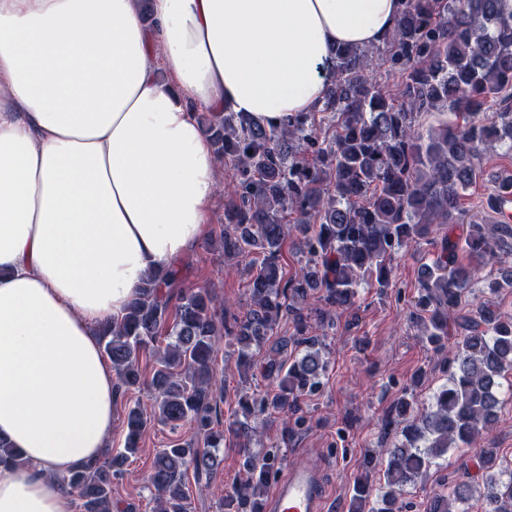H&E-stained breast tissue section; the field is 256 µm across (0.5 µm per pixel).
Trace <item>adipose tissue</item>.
<instances>
[{
	"instance_id": "obj_1",
	"label": "adipose tissue",
	"mask_w": 512,
	"mask_h": 512,
	"mask_svg": "<svg viewBox=\"0 0 512 512\" xmlns=\"http://www.w3.org/2000/svg\"><path fill=\"white\" fill-rule=\"evenodd\" d=\"M0 0V512H77L116 374L97 329L201 236L217 163L197 110H318L334 47L403 0Z\"/></svg>"
}]
</instances>
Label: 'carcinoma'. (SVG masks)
Here are the masks:
<instances>
[{"mask_svg":"<svg viewBox=\"0 0 512 512\" xmlns=\"http://www.w3.org/2000/svg\"><path fill=\"white\" fill-rule=\"evenodd\" d=\"M499 2L404 0L382 45L337 48L320 108L332 113L327 138H319L313 112L269 127L233 112L197 116L215 154L234 164L218 236L224 256H261L250 274L249 307L227 323L216 314L217 296L207 287H186L176 267L149 275L123 319L102 328V351L120 386L148 388L155 406L151 415L128 410L122 450L108 449L59 477L81 512H112V479L153 422L173 431L194 427L193 438L157 452L149 473L155 512H191L188 470L217 468L224 449L213 391L217 340L224 334L243 345L238 362L249 370L252 350L264 346L281 318L292 319L298 356L287 364L268 358L263 376L276 389L244 407L291 412L286 433H295L304 423L300 398L320 389L327 370L322 342L307 335L309 323L328 324L333 311L353 306L367 280L388 287L392 256L427 238L434 224L448 225V233L433 242L432 259L421 268L412 319L435 352L453 354V366L429 409L402 428L405 442L380 462L385 490L372 512H395L400 487L424 479L449 448L470 446L494 423L505 373L512 370V312L497 313L485 302L461 311L489 264L498 265L499 277L488 288H512V224L472 221L464 235L452 233L464 223L460 200L482 176V156L498 146L512 152V17L501 15ZM376 54L404 73L392 94L372 77ZM445 112L452 118L436 128L416 125L421 114ZM507 196L512 180L497 183L488 207L498 210ZM290 214L295 221L283 223ZM291 238L310 259L288 278L280 258ZM461 253L468 262L460 261ZM145 355L154 360L149 378L141 370ZM281 456L273 444L261 461L246 460L249 477L224 496V512H257ZM494 463V450L482 449L485 512H512V469L493 474ZM0 464H24L3 439ZM471 497L470 484L460 482L431 512H467Z\"/></svg>","mask_w":512,"mask_h":512,"instance_id":"cac0c4a2","label":"carcinoma"}]
</instances>
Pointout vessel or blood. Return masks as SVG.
Wrapping results in <instances>:
<instances>
[{
	"mask_svg": "<svg viewBox=\"0 0 512 512\" xmlns=\"http://www.w3.org/2000/svg\"><path fill=\"white\" fill-rule=\"evenodd\" d=\"M324 473L306 451H297L286 473L260 505V512H328Z\"/></svg>",
	"mask_w": 512,
	"mask_h": 512,
	"instance_id": "1",
	"label": "vessel or blood"
}]
</instances>
